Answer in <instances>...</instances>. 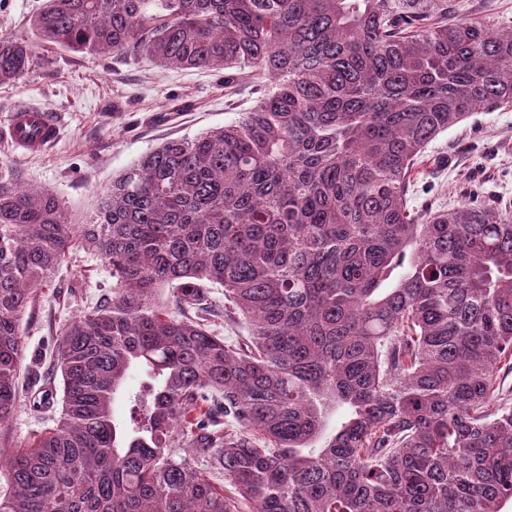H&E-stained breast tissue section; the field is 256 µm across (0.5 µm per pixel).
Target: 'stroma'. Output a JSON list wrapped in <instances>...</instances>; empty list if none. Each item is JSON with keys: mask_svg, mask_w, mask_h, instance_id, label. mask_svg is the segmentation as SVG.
Masks as SVG:
<instances>
[{"mask_svg": "<svg viewBox=\"0 0 512 512\" xmlns=\"http://www.w3.org/2000/svg\"><path fill=\"white\" fill-rule=\"evenodd\" d=\"M40 3L0 0V36L29 38L28 19ZM266 85L250 79L228 89L220 72L41 45L27 75L0 84V129L17 105L27 103L52 113L61 136L45 153L28 157L0 137V152L13 161L21 186L52 192L76 222L86 224L101 191L141 156L166 140L192 138L238 120ZM427 155L410 208L448 210L475 194L512 212V108L470 114L438 135ZM111 285L105 260L82 251L37 290L21 322L19 401L0 426V455L10 456L58 415L59 404L39 408L35 402L49 389L45 375L56 361L63 327Z\"/></svg>", "mask_w": 512, "mask_h": 512, "instance_id": "35a3bbf8", "label": "stroma"}]
</instances>
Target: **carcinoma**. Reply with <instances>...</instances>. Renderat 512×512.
Instances as JSON below:
<instances>
[{"mask_svg": "<svg viewBox=\"0 0 512 512\" xmlns=\"http://www.w3.org/2000/svg\"><path fill=\"white\" fill-rule=\"evenodd\" d=\"M29 29L0 37V82L45 43L270 86L142 156L87 224L0 157V425L38 288L81 248L112 277L60 336V415L7 462L0 512H500L512 215L408 201L431 141L512 107V27L456 0H43Z\"/></svg>", "mask_w": 512, "mask_h": 512, "instance_id": "1", "label": "carcinoma"}]
</instances>
